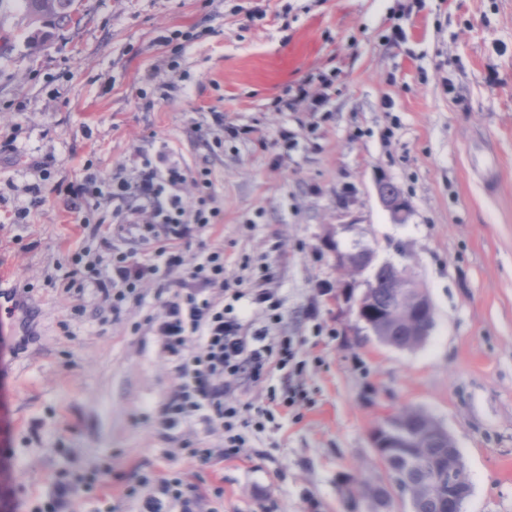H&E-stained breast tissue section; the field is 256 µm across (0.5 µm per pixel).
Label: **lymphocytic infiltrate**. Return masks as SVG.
<instances>
[{"instance_id": "obj_1", "label": "lymphocytic infiltrate", "mask_w": 512, "mask_h": 512, "mask_svg": "<svg viewBox=\"0 0 512 512\" xmlns=\"http://www.w3.org/2000/svg\"><path fill=\"white\" fill-rule=\"evenodd\" d=\"M332 80L326 75L305 79L277 99V111H296L307 105L320 111ZM86 174L69 193L70 208L79 224L89 227L95 249L74 253L71 262L82 283L94 288L120 318L127 305L140 301L142 284L173 276L175 291L159 314L147 323L179 383L153 408L159 433L175 439L178 430L194 424L220 433L217 448L189 449L190 457L213 465L236 456L282 412L296 408L301 397L293 391L270 392L267 406L252 418L244 417L242 391L275 374L300 369L296 344L290 337L270 333L281 320V302L269 286V273L233 277L226 271L224 250L201 248L193 265L184 254L201 234L220 223L223 212L209 192L211 172L191 170L168 149L140 157L133 177L101 175L86 160ZM194 182L198 196L187 202L182 194ZM110 201L114 223L88 224L84 207ZM132 235L137 249L115 248L113 238ZM256 307L261 325H254L244 305ZM123 497L140 501V512H219L213 499L223 488L205 495L188 486L174 472L147 471L127 485Z\"/></svg>"}]
</instances>
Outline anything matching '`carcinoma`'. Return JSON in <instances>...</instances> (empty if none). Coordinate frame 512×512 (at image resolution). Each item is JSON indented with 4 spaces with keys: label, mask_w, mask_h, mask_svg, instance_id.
I'll return each mask as SVG.
<instances>
[{
    "label": "carcinoma",
    "mask_w": 512,
    "mask_h": 512,
    "mask_svg": "<svg viewBox=\"0 0 512 512\" xmlns=\"http://www.w3.org/2000/svg\"><path fill=\"white\" fill-rule=\"evenodd\" d=\"M76 0H21L25 13L32 23L41 27L28 36V44L35 46L48 37L50 28L77 27L84 15L77 14ZM398 270L385 263L372 274L373 288L369 289L364 315L379 333L377 340L396 348H411L421 343L419 324L412 318L409 308L398 302ZM393 421L410 431L424 436L420 447L406 451L387 448L381 455L387 481L401 477L412 512H460L454 497L448 495V456L452 453L448 437L441 434L435 419L413 409L397 413ZM353 496H369L379 512H388L393 498L390 486H374L367 481L358 483Z\"/></svg>",
    "instance_id": "carcinoma-1"
}]
</instances>
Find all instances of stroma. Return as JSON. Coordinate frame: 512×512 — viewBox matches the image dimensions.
I'll return each mask as SVG.
<instances>
[{
	"mask_svg": "<svg viewBox=\"0 0 512 512\" xmlns=\"http://www.w3.org/2000/svg\"><path fill=\"white\" fill-rule=\"evenodd\" d=\"M80 27L40 53L17 0L0 7V287L24 299L32 339L0 351V507L37 512L56 479L99 474L95 496L118 512L139 467L181 471L224 512H369L352 498L385 477L371 435L404 408L431 414L454 439L470 492L461 512H512V0H83ZM404 38L391 41L393 24ZM194 32L170 81L160 36ZM333 78L326 105L276 111L306 77ZM152 83H145L146 75ZM146 96H139V89ZM242 128L209 154L194 124L210 110ZM292 134L285 147L281 131ZM168 145L210 168L230 272L267 267L282 300L277 333L297 337L310 402L284 413L236 457L202 467L163 439L151 409L174 375L145 325L162 301L113 320L63 269L86 243L66 184L133 175L137 153ZM52 187L29 223L6 218L29 200L37 164ZM394 184L409 216L394 223L376 186ZM374 250L409 265L434 306L426 340L379 343L326 296L345 275L335 249Z\"/></svg>",
	"mask_w": 512,
	"mask_h": 512,
	"instance_id": "1",
	"label": "stroma"
}]
</instances>
